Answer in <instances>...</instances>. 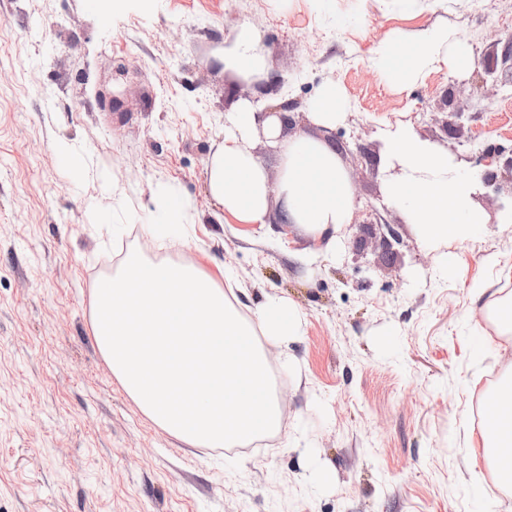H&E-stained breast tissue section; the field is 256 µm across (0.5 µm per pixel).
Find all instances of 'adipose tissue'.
<instances>
[{"instance_id":"ef3b65f1","label":"adipose tissue","mask_w":512,"mask_h":512,"mask_svg":"<svg viewBox=\"0 0 512 512\" xmlns=\"http://www.w3.org/2000/svg\"><path fill=\"white\" fill-rule=\"evenodd\" d=\"M447 46L446 30L427 28L411 43L382 47L371 65L387 79L402 81L411 77L414 63L426 66L439 61ZM224 59L243 73L261 69L264 57L258 33L240 27ZM254 129L255 114L249 106L229 116L224 141L210 160L207 188L225 210L249 223L263 224L269 211L270 187L264 167L250 150ZM284 150L288 157L282 182L285 215L291 223L304 225L325 239L327 248H335L336 230L346 223L353 201L350 181L335 151L327 143L305 136L286 141ZM385 150L404 169L403 176L390 184L389 192L406 204L423 238L430 243L468 238L481 217L470 206L467 178H449L447 160L430 145L416 140L407 128L389 131ZM258 319L265 336L284 340L296 331V313L280 300L263 305ZM491 408L482 437L486 447L495 452L502 475L512 481V389L493 401Z\"/></svg>"}]
</instances>
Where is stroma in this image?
Returning <instances> with one entry per match:
<instances>
[{
    "label": "stroma",
    "mask_w": 512,
    "mask_h": 512,
    "mask_svg": "<svg viewBox=\"0 0 512 512\" xmlns=\"http://www.w3.org/2000/svg\"><path fill=\"white\" fill-rule=\"evenodd\" d=\"M99 3L0 0V512H512L480 437L512 365L487 316L512 296V210L480 176L506 190L512 172L474 163L512 147L497 44L512 0ZM242 25L265 57L252 76L224 65ZM432 26L474 65L445 57L406 85L371 67L376 49ZM329 83L346 101L332 128L309 113ZM286 100L294 125L250 142L272 188L270 223L250 224L208 195L209 159L242 102ZM399 125L470 178L482 222L469 239L426 242L388 195L384 136ZM300 133L343 146L353 205L332 251L273 221L280 144ZM161 188L194 216L170 250L147 234ZM125 250L196 267L247 320L272 297L297 311L295 340L266 347L284 414L274 447L188 446L115 379L89 314Z\"/></svg>",
    "instance_id": "1"
}]
</instances>
